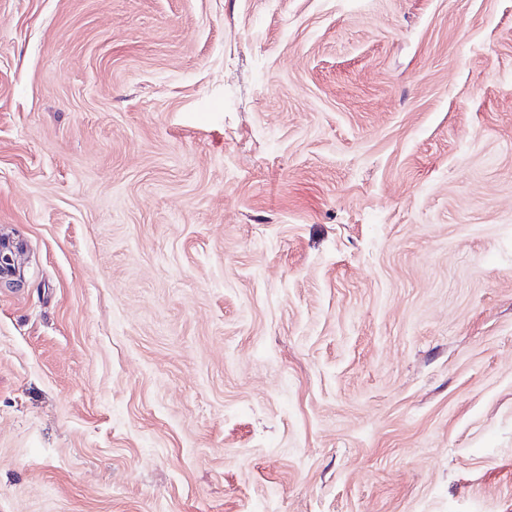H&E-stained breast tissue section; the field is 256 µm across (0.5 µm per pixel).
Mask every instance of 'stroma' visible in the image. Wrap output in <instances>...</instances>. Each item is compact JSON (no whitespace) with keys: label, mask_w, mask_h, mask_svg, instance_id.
Returning a JSON list of instances; mask_svg holds the SVG:
<instances>
[{"label":"stroma","mask_w":512,"mask_h":512,"mask_svg":"<svg viewBox=\"0 0 512 512\" xmlns=\"http://www.w3.org/2000/svg\"><path fill=\"white\" fill-rule=\"evenodd\" d=\"M0 512H512V0H0Z\"/></svg>","instance_id":"obj_1"}]
</instances>
